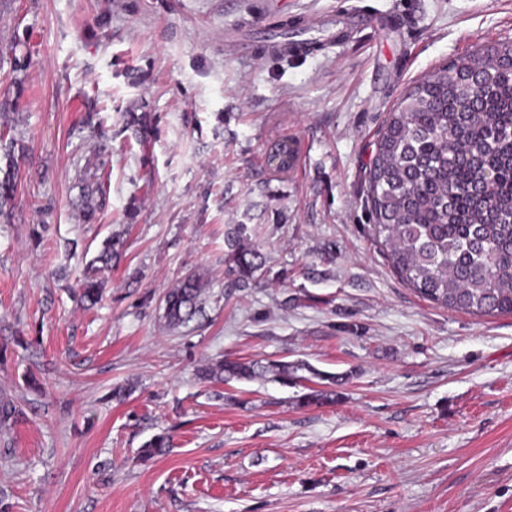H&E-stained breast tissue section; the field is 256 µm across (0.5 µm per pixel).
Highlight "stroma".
<instances>
[{
	"mask_svg": "<svg viewBox=\"0 0 512 512\" xmlns=\"http://www.w3.org/2000/svg\"><path fill=\"white\" fill-rule=\"evenodd\" d=\"M286 21L312 49L270 51ZM509 40L512 0H0V48L29 62L20 90L0 64V127L25 147L0 219V396L23 411L0 429L9 512H512V314L408 287L367 203L406 89ZM281 137L285 175L265 161ZM98 152L87 224L74 169ZM236 224L266 259L244 289ZM116 232L83 307L71 288ZM194 272L203 308L168 327L161 299ZM223 358L302 369L202 378ZM104 166V162L99 159L98 155L95 161L88 159L78 170L77 179L80 182L90 181L95 185L94 188H91V192L89 191L87 195H84V199L81 204L83 217L88 222L92 219L95 212L98 209H102L106 204V192L104 190V186L106 181H108L109 176L105 173ZM94 194H96V196H94ZM246 231V225L237 224L225 235V245L228 250L224 254V264L239 288H247L256 281L260 276L257 273L264 266L262 256L247 246ZM124 240L120 236H111L106 239L97 256L88 264V271L79 284L80 298L83 303L97 304L103 295L104 282L98 277L101 267L112 266V260L121 257ZM102 264L97 266L96 264Z\"/></svg>",
	"mask_w": 512,
	"mask_h": 512,
	"instance_id": "stroma-1",
	"label": "stroma"
}]
</instances>
